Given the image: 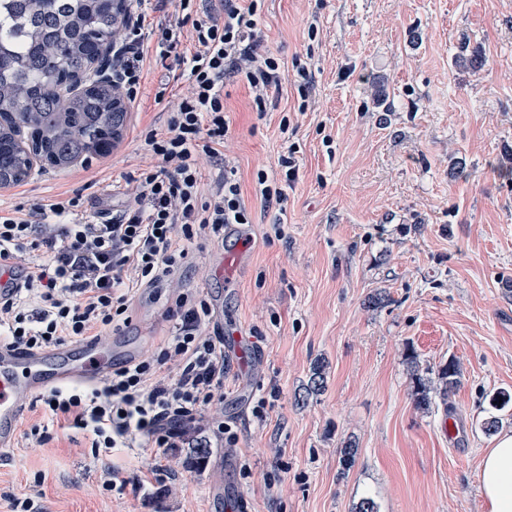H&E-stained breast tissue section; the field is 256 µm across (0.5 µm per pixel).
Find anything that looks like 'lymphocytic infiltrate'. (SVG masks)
<instances>
[{"label":"lymphocytic infiltrate","mask_w":512,"mask_h":512,"mask_svg":"<svg viewBox=\"0 0 512 512\" xmlns=\"http://www.w3.org/2000/svg\"><path fill=\"white\" fill-rule=\"evenodd\" d=\"M112 51V83L126 102H135L150 55L174 63L182 86L169 97L157 92L165 120L145 133L135 174L113 186L124 203L109 219L84 214L75 196L0 208V277L24 272L16 293L0 300L4 345L40 350L120 334L140 290L170 281L199 241L222 242L225 226L251 223L226 156L229 83H246L263 115L283 83L294 82L297 112L308 110L310 73L301 66L289 79L286 63L264 48L259 0H129ZM299 169L292 148L276 170L257 169L266 206L285 209ZM212 316L208 296L173 284L159 350L113 365L93 386L45 390V412L90 432L104 458L143 437L158 448L234 446L237 432L223 413L224 339L211 332Z\"/></svg>","instance_id":"f902f5d3"}]
</instances>
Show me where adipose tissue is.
I'll return each instance as SVG.
<instances>
[{
	"label": "adipose tissue",
	"instance_id": "obj_1",
	"mask_svg": "<svg viewBox=\"0 0 512 512\" xmlns=\"http://www.w3.org/2000/svg\"><path fill=\"white\" fill-rule=\"evenodd\" d=\"M481 476L488 512H512V431L496 435L481 459Z\"/></svg>",
	"mask_w": 512,
	"mask_h": 512
}]
</instances>
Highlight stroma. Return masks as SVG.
<instances>
[{
  "label": "stroma",
  "instance_id": "obj_1",
  "mask_svg": "<svg viewBox=\"0 0 512 512\" xmlns=\"http://www.w3.org/2000/svg\"><path fill=\"white\" fill-rule=\"evenodd\" d=\"M261 28L285 62L307 60L314 108L286 136L292 86L261 118L247 85H228L252 246L228 278L203 275L217 246L195 250L176 274L221 308L213 326L253 338L258 367L229 363L224 381L237 444L198 464L188 449L149 447L105 462L89 432L31 400L13 448L0 452V512L15 497L30 498L31 512H225L230 495L243 512H353L365 496L379 512H485V396L512 392V0H263ZM163 74L146 76L118 152L35 173L0 200L29 208L65 193L88 214L111 212L113 180L161 120ZM291 144L300 172L281 214L263 204L255 174ZM167 300L162 287L135 298L123 336L139 355L166 337ZM318 357L327 388L298 404ZM451 359L459 387L418 409L416 379L437 384ZM258 396L273 399L261 420ZM35 427L46 437L38 447ZM347 441L358 455L344 472Z\"/></svg>",
  "mask_w": 512,
  "mask_h": 512
}]
</instances>
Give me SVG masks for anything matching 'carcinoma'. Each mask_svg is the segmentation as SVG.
<instances>
[{
    "instance_id": "1",
    "label": "carcinoma",
    "mask_w": 512,
    "mask_h": 512,
    "mask_svg": "<svg viewBox=\"0 0 512 512\" xmlns=\"http://www.w3.org/2000/svg\"><path fill=\"white\" fill-rule=\"evenodd\" d=\"M126 0H0V188L19 185L34 168L62 171L112 150L114 123L129 108L103 75L125 17ZM446 400L460 383L458 363L438 370ZM327 386L315 361L301 402ZM431 387L416 378L415 405L427 410Z\"/></svg>"
}]
</instances>
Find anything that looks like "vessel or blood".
Returning a JSON list of instances; mask_svg holds the SVG:
<instances>
[{"instance_id":"obj_1","label":"vessel or blood","mask_w":512,"mask_h":512,"mask_svg":"<svg viewBox=\"0 0 512 512\" xmlns=\"http://www.w3.org/2000/svg\"><path fill=\"white\" fill-rule=\"evenodd\" d=\"M228 259L247 255L252 239L237 226L224 230ZM112 362L110 351L95 342L80 349L67 346L23 351L0 345V451L12 448L23 401L52 384L90 381L102 377Z\"/></svg>"}]
</instances>
